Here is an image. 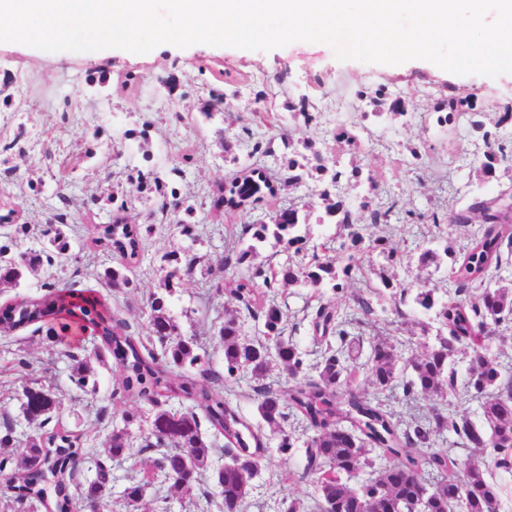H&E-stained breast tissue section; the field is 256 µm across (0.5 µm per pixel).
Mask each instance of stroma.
Instances as JSON below:
<instances>
[{
    "label": "stroma",
    "mask_w": 512,
    "mask_h": 512,
    "mask_svg": "<svg viewBox=\"0 0 512 512\" xmlns=\"http://www.w3.org/2000/svg\"><path fill=\"white\" fill-rule=\"evenodd\" d=\"M0 169L12 170L0 182V246L10 251L38 250L59 207H66L64 231L71 248L53 265L27 276L21 287L0 288V305L19 297H39L48 283L92 288L113 314L132 329L148 322L147 298L160 291L172 265L171 254L194 265L169 300L184 330L195 336L211 368L224 369V348L216 331L234 303L224 291L230 274L227 249L244 246V225L269 221L279 209L296 204L311 232L308 246L333 240L349 244L348 229L323 222L321 193L345 201L352 221L368 239H382L404 259L387 267L379 251L357 248L352 256L367 282L380 271L415 285L416 264L428 246L462 249L478 224L435 227L433 213L463 208L476 198L512 192V73L492 78L456 75L425 60H411L399 71L382 64L336 59L324 44L294 42L269 51L194 44H161L145 54L121 49L47 52L19 43H0ZM475 97L483 108L482 128L441 129L434 110L448 96ZM305 108L306 117L291 109ZM308 144L311 152L339 161L343 178L305 177L285 183L288 146ZM503 147L493 174L478 154ZM359 168L361 179L346 174ZM262 172L277 192L238 209L214 208L221 187L251 170ZM162 181L164 190L143 202L133 185ZM397 200L400 216L371 224L367 209ZM193 207L194 238L180 235L177 217ZM123 219L150 226L140 255L127 271L129 287L106 279L116 254L94 243L102 225ZM285 334L305 360L302 376L315 377L321 347L304 316L311 291L303 286L276 288ZM377 328L397 354L421 352L426 335L439 327L433 314L415 309L398 318L392 304L376 311ZM65 348L26 327L0 332V423L13 422L16 434L28 431L11 396L32 378L50 383L64 412L63 423L81 433L87 447L103 449L113 429L125 426L130 412L148 407L121 393L114 367L95 364L97 391L88 395L69 379ZM29 366L15 367L17 358ZM128 427V426H125ZM140 445L138 426L128 427ZM245 512H285L300 501L309 512L313 483H292L289 470L300 454L278 452L270 439ZM221 499L211 482L193 496L162 500L148 491L140 512H219Z\"/></svg>",
    "instance_id": "1"
}]
</instances>
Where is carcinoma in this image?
I'll return each instance as SVG.
<instances>
[{"mask_svg":"<svg viewBox=\"0 0 512 512\" xmlns=\"http://www.w3.org/2000/svg\"><path fill=\"white\" fill-rule=\"evenodd\" d=\"M475 108L467 98L450 96L439 108L442 115L437 122L451 125ZM310 165L317 172H328L320 155L310 159L296 153L288 158L285 181L298 184ZM264 188L274 193L267 180L246 177L221 193L215 206H244ZM492 219L491 215L486 217L488 224L473 238L462 258H451L449 286L444 294L436 288L410 287L391 294L397 313L408 304L426 313L433 310L442 325L433 342L401 369L394 347L373 336L369 337L366 362L360 368L354 365L362 353L365 331H374L375 324L369 320L373 302L384 300V294L375 290L374 297L357 299L360 317L322 303L315 307L313 332L322 337L336 335V345H327L321 353L317 378L297 379L303 359L296 344L284 338L283 312L276 300L268 297V290L280 283L303 285L318 299L324 289L336 288L339 276L359 281L362 272L359 266L342 265L330 257L334 247L328 242L307 261L268 271H241L240 266L270 238L286 249L307 239V224L300 222L296 207L277 212L269 224L246 225L243 234L250 236V243L224 257V267L235 270L226 291L246 315L262 322L265 342L243 338L239 315L224 312V323L217 330L224 346L222 374L205 367L196 341L184 333L168 309V298L176 291L177 266L166 275L164 292L152 294L147 301L150 314L143 336L128 333L126 322L115 318L94 290L72 287L5 304L0 307V323L8 331L33 325L35 331L44 330L47 338L65 346L71 344L78 328L95 332L93 339L98 346L93 354L68 352L71 383L95 393L96 384L90 382V357L101 362L103 352H108L121 373L125 396L154 410L139 451L163 449L154 465L170 489L181 495L193 494L204 480L216 484L222 512H243L252 480L269 451L261 427L248 423L238 406L224 399L220 381L241 372L250 374L258 414L270 432L280 435L281 453L286 455L294 448L292 436L282 429L288 416L299 418L311 431L304 442V470H291L289 477L316 478L318 512H497L506 486L494 479V472L512 471V371L487 352L485 334L486 324L500 326L512 319V287L491 286L493 273L502 264L503 243L512 245V230L504 223H491ZM141 232L138 224H104L95 238L98 245L115 251L121 259L106 271L115 287L130 284L125 271L139 256ZM448 254L446 247H427L419 255V263L438 269ZM51 261L52 255L37 251L9 256V261H0V287L19 286L25 273ZM464 344L471 348L470 370L459 387L454 358ZM275 359L296 378L284 394L267 382ZM175 369H197L213 376V385L200 384L187 375L176 377ZM361 369L376 394L360 392L357 379ZM396 388L407 401L461 394L475 398L481 402L482 424H475L464 410L448 414L433 408L404 424L379 400V395ZM174 397L188 401L189 407L169 411L166 403ZM13 399L34 434L19 446L9 424L0 432V448L8 449L0 456V474L10 477L13 490L6 506L36 500L45 512H80L90 502L109 504L112 461L134 455L127 428L112 431L104 456H88L95 477L80 484L75 481V472L76 461L84 456L81 435L62 426L54 392L33 379ZM205 423L214 436L224 437L227 462L222 468H211L214 441L202 429ZM444 432L454 434V444L473 449L477 456L461 460L450 447H434L433 436ZM372 451L387 464L373 468L369 459ZM148 486L147 482H134L125 487L122 496L127 505L137 506Z\"/></svg>","mask_w":512,"mask_h":512,"instance_id":"carcinoma-1","label":"carcinoma"}]
</instances>
